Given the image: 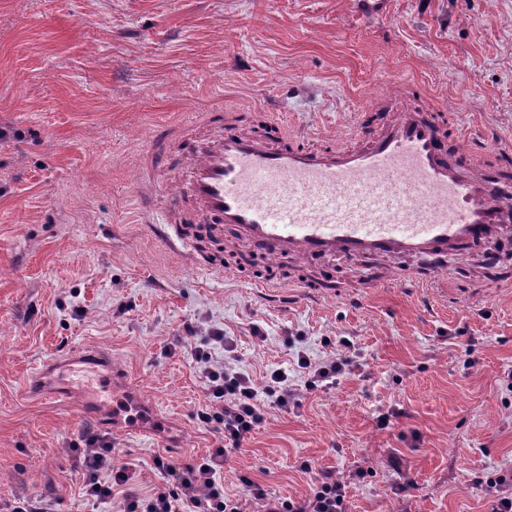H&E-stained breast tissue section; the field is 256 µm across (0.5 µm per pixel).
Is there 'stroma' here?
I'll return each mask as SVG.
<instances>
[{
  "label": "stroma",
  "instance_id": "1",
  "mask_svg": "<svg viewBox=\"0 0 512 512\" xmlns=\"http://www.w3.org/2000/svg\"><path fill=\"white\" fill-rule=\"evenodd\" d=\"M393 88L512 166V0H0V501L50 486L55 512H118L82 494L90 431L142 492L162 481L154 456L205 454V381L177 341L221 330L237 369L287 370L301 401L262 405L225 492L245 475L297 499L329 469L350 512H492L486 482L512 467L511 241L404 260L415 279L378 288L379 257L271 266L227 239L190 240L195 268L154 234L164 194L135 195L146 152L180 165L162 144L193 115L338 147ZM93 348L120 375L114 428L25 390L43 361ZM301 352L350 366L310 390Z\"/></svg>",
  "mask_w": 512,
  "mask_h": 512
}]
</instances>
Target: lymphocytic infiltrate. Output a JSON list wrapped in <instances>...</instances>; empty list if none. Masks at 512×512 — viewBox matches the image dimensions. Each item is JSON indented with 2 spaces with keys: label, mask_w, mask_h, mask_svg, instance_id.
Instances as JSON below:
<instances>
[{
  "label": "lymphocytic infiltrate",
  "mask_w": 512,
  "mask_h": 512,
  "mask_svg": "<svg viewBox=\"0 0 512 512\" xmlns=\"http://www.w3.org/2000/svg\"><path fill=\"white\" fill-rule=\"evenodd\" d=\"M232 352L233 341L223 331L212 332L206 341L192 346V356L205 380L209 406L198 414L219 438L216 448L199 461L177 465L164 457L154 460L163 482L151 492L128 490L133 475L127 468L112 467L109 444L97 435L85 436L79 451L87 474L84 496L93 502L119 501L120 512H348V484L329 470L321 471L310 492L298 499L271 495L261 484L242 478L243 490L224 491V461L248 442L263 421L262 403L281 409L297 405L288 373L275 369L256 383L244 372L212 361L213 345Z\"/></svg>",
  "instance_id": "obj_1"
}]
</instances>
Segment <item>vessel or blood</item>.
Returning a JSON list of instances; mask_svg holds the SVG:
<instances>
[{
  "instance_id": "b4317fda",
  "label": "vessel or blood",
  "mask_w": 512,
  "mask_h": 512,
  "mask_svg": "<svg viewBox=\"0 0 512 512\" xmlns=\"http://www.w3.org/2000/svg\"><path fill=\"white\" fill-rule=\"evenodd\" d=\"M377 126L358 125L359 146L313 149L274 144L211 114L212 132L182 124L174 145L187 153L159 233L170 251L189 239L190 223L211 233L232 227L237 242L265 256L336 255L429 258L455 252L512 229V173L486 170L476 151L450 148L429 108L397 95L373 99ZM107 368L85 352L49 359L27 378L28 393L62 402L70 386L44 388L61 367Z\"/></svg>"
}]
</instances>
